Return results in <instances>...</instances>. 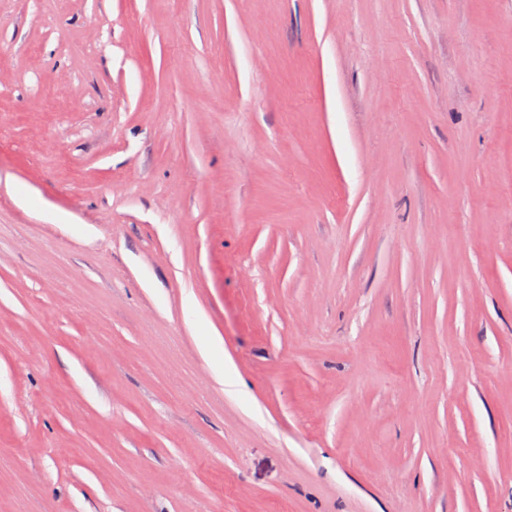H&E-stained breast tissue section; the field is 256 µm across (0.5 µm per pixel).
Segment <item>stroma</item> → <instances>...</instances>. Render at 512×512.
<instances>
[{
	"label": "stroma",
	"instance_id": "35a3bbf8",
	"mask_svg": "<svg viewBox=\"0 0 512 512\" xmlns=\"http://www.w3.org/2000/svg\"><path fill=\"white\" fill-rule=\"evenodd\" d=\"M0 512H512V0H0Z\"/></svg>",
	"mask_w": 512,
	"mask_h": 512
}]
</instances>
